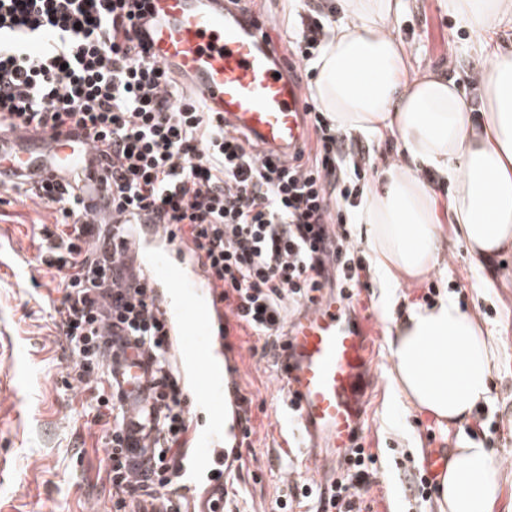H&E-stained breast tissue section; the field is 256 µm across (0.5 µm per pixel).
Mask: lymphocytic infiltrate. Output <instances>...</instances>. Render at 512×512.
<instances>
[{
	"label": "lymphocytic infiltrate",
	"mask_w": 512,
	"mask_h": 512,
	"mask_svg": "<svg viewBox=\"0 0 512 512\" xmlns=\"http://www.w3.org/2000/svg\"><path fill=\"white\" fill-rule=\"evenodd\" d=\"M323 17L322 5L310 6L293 65H307L329 38ZM148 24V0H0V131L80 128L111 154L101 189L79 173L63 186L20 177L7 189L54 214L37 262L60 278L50 320L67 354L61 379L68 390L91 393L112 512L185 505L169 488L190 427L166 325L132 244L117 241L112 225L130 210L154 212L173 238L205 253L212 288L254 339L250 356L273 369L290 313L316 305L326 289L342 297L361 287L366 269L343 216L333 213L357 205L342 133L310 103L313 144L288 160L262 154L145 57ZM92 208L99 222H89ZM131 347L155 365L156 428L137 459L128 453L120 386L107 363ZM377 461L354 444L327 490L295 482L276 512L312 497L322 512H371L363 492Z\"/></svg>",
	"instance_id": "1"
}]
</instances>
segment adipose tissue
I'll use <instances>...</instances> for the list:
<instances>
[{
  "mask_svg": "<svg viewBox=\"0 0 512 512\" xmlns=\"http://www.w3.org/2000/svg\"><path fill=\"white\" fill-rule=\"evenodd\" d=\"M341 16L313 63L311 96L332 127L400 146L356 214L382 290L437 264L443 225L475 258L512 251V0H440L480 35L481 108L468 111L455 78L411 72L389 27L401 0H337ZM393 382L422 412L457 428L487 399L496 345L451 297L408 306L389 339ZM492 449L456 448L438 479L443 512H494ZM487 480L485 490L473 484Z\"/></svg>",
  "mask_w": 512,
  "mask_h": 512,
  "instance_id": "ef3b65f1",
  "label": "adipose tissue"
}]
</instances>
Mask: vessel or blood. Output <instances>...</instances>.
Segmentation results:
<instances>
[{
	"label": "vessel or blood",
	"instance_id": "vessel-or-blood-1",
	"mask_svg": "<svg viewBox=\"0 0 512 512\" xmlns=\"http://www.w3.org/2000/svg\"><path fill=\"white\" fill-rule=\"evenodd\" d=\"M149 7L150 58L177 73L185 90L226 125L247 132L266 152L289 156L306 134L305 93L266 45L258 18L226 0H150ZM7 144L16 152L0 161V185L18 174L37 182L50 174L101 171L100 147L80 133L26 132L0 139V148ZM129 239L153 286L171 349L187 368L193 402L208 419L188 432L191 461L213 464L226 443L241 442L244 426L234 360L221 339L224 307L206 280L204 257L189 244L172 243L163 225L140 220ZM343 308L330 297L292 321L279 373L297 427L307 438L322 439L331 456L350 447L361 429V382L376 337L372 321L349 323ZM116 378L127 397L126 419L134 421L146 404L151 368L130 349ZM194 500L192 512H224L223 480L211 481Z\"/></svg>",
	"mask_w": 512,
	"mask_h": 512
}]
</instances>
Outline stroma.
<instances>
[{
    "mask_svg": "<svg viewBox=\"0 0 512 512\" xmlns=\"http://www.w3.org/2000/svg\"><path fill=\"white\" fill-rule=\"evenodd\" d=\"M250 8L280 45L297 26L301 5L299 0H252ZM391 33L404 43L414 69L470 81L481 65L475 36L444 14L439 0H403ZM351 141L366 160L357 182L361 188L398 155L391 138L378 143L355 134ZM53 224L50 210L10 193L0 197V244L22 250L28 261H35L39 252L38 228ZM442 236L437 265L426 277L401 282L385 295L375 273H368L364 301L352 314L356 320L372 317L378 325L375 364L363 384V445L378 457V473L366 501L373 512H441L439 496L427 502L419 499L415 477L428 452H448L472 439L508 456L498 473L495 512H512V253L488 265L473 258L450 227H443ZM35 275L36 284L23 283L10 262L0 263V326L10 334L9 368L16 384L10 400L16 418L0 424V452L10 456L15 467L14 479L0 482V512H86L90 507L109 512L108 490L97 479L104 456L102 432L87 423V393L66 390L60 381L66 353L49 319L48 304L58 296L59 278L40 269ZM445 293L495 336L498 345L482 410L485 421L463 430L412 408L397 396L391 379L387 338L406 307L431 303ZM387 300L394 306L389 316L383 312ZM230 341L243 353L238 381L255 402L252 452L263 469L261 482L244 475L240 483L252 512H274L276 497L288 492L287 472L307 466L305 449L284 415L285 394L272 370L247 354L243 332L232 330Z\"/></svg>",
    "mask_w": 512,
    "mask_h": 512,
    "instance_id": "obj_1",
    "label": "stroma"
}]
</instances>
